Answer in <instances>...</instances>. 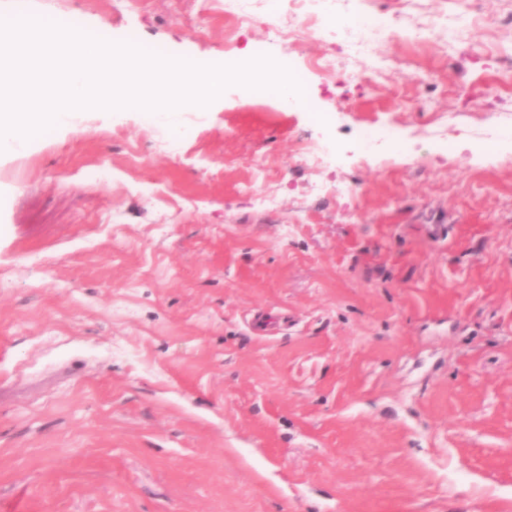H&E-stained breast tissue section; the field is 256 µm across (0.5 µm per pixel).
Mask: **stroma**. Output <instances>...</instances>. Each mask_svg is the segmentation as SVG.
I'll return each mask as SVG.
<instances>
[{
	"label": "stroma",
	"mask_w": 512,
	"mask_h": 512,
	"mask_svg": "<svg viewBox=\"0 0 512 512\" xmlns=\"http://www.w3.org/2000/svg\"><path fill=\"white\" fill-rule=\"evenodd\" d=\"M0 0L144 49L280 58L287 0ZM363 60L330 125L231 86L160 144L87 112L0 155V512H512V0ZM337 160L311 168L299 141Z\"/></svg>",
	"instance_id": "obj_1"
}]
</instances>
